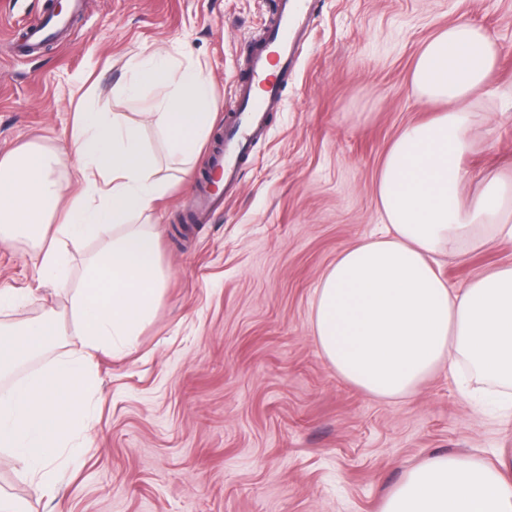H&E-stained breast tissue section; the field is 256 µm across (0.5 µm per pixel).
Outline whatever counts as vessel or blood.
I'll use <instances>...</instances> for the list:
<instances>
[{
    "label": "vessel or blood",
    "mask_w": 512,
    "mask_h": 512,
    "mask_svg": "<svg viewBox=\"0 0 512 512\" xmlns=\"http://www.w3.org/2000/svg\"><path fill=\"white\" fill-rule=\"evenodd\" d=\"M310 22L306 0H278L262 39L254 46L237 86L236 117L226 129L223 146L211 156V168L223 176L225 189L237 182L252 142L266 133L269 113L278 111L281 85L295 68L296 43L307 36ZM272 55L279 61V72L273 76L268 73ZM223 201V191L199 186L193 204L196 220L206 221Z\"/></svg>",
    "instance_id": "obj_1"
}]
</instances>
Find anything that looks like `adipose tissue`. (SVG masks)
I'll return each mask as SVG.
<instances>
[{
    "mask_svg": "<svg viewBox=\"0 0 512 512\" xmlns=\"http://www.w3.org/2000/svg\"><path fill=\"white\" fill-rule=\"evenodd\" d=\"M498 58L493 37L458 21L422 47L410 86L423 102L446 103L432 119L407 125L380 167L379 233L341 251L315 290L313 335L337 376L370 396L410 397L449 369L464 398L512 412V262L463 291L443 278L440 255L512 242V177L496 175L470 195L462 165ZM135 82L164 86L150 106L153 131L169 158L192 166L211 134L217 107L204 72L171 67L161 52L138 65ZM71 145L82 189L65 196L59 158L35 143L0 157V246L35 248L40 278L69 296V320L53 309L20 333L0 329V372L55 346L64 327L82 356L55 359L43 372L0 387V461L20 465L34 495L51 494L64 462L89 440L100 394L97 359L130 353L164 287L159 233L145 218L169 184L138 126L92 112L78 97ZM103 241L84 254L79 286L69 284L68 245ZM379 512H512V448L491 457L427 456L390 491Z\"/></svg>",
    "mask_w": 512,
    "mask_h": 512,
    "instance_id": "ef3b65f1",
    "label": "adipose tissue"
}]
</instances>
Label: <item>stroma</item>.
Here are the masks:
<instances>
[{
    "label": "stroma",
    "mask_w": 512,
    "mask_h": 512,
    "mask_svg": "<svg viewBox=\"0 0 512 512\" xmlns=\"http://www.w3.org/2000/svg\"><path fill=\"white\" fill-rule=\"evenodd\" d=\"M276 0H79L54 40L11 58L52 0H0V156L30 142L56 151L67 193L80 189L70 147L80 84L88 104L138 123L171 186L150 218L165 287L135 350L98 361L101 394L84 455L56 500L36 499L21 466L0 490L23 512H378L424 457L512 448V421L461 397L441 372L411 397L376 399L338 377L312 334L315 290L337 255L376 233L377 174L408 124L430 118L410 73L423 44L466 20L498 48L474 99L481 120L463 165L468 190L512 172V0H310L312 26L295 72L251 146L238 189L209 224H194L193 187L207 173L252 38ZM200 65L219 108L191 174L165 156L145 114L154 89L123 84L151 51ZM32 248H0V289L38 290ZM512 262V243L440 259L449 287Z\"/></svg>",
    "instance_id": "stroma-1"
}]
</instances>
